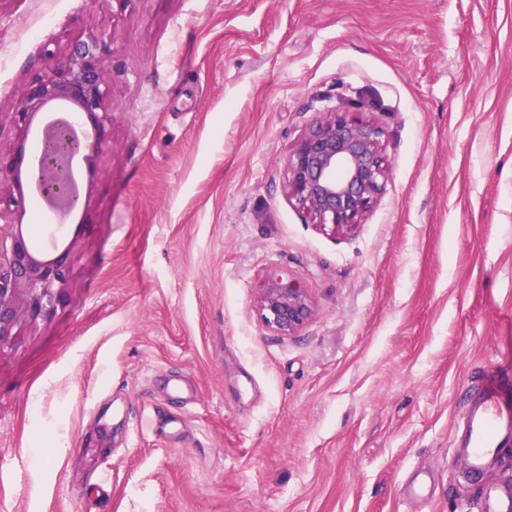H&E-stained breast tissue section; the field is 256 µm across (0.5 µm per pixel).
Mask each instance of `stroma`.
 Returning <instances> with one entry per match:
<instances>
[{"label":"stroma","instance_id":"35a3bbf8","mask_svg":"<svg viewBox=\"0 0 512 512\" xmlns=\"http://www.w3.org/2000/svg\"><path fill=\"white\" fill-rule=\"evenodd\" d=\"M112 122L54 315L0 350V512H483L459 440L512 389V0H0V113L85 32ZM391 172L345 236L289 201L318 112ZM307 288L294 335L254 306ZM425 492H407L416 469ZM255 305L266 325L281 335L296 333L313 314L308 291L277 271L267 276Z\"/></svg>","mask_w":512,"mask_h":512}]
</instances>
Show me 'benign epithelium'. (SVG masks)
Segmentation results:
<instances>
[{
	"label": "benign epithelium",
	"instance_id": "obj_1",
	"mask_svg": "<svg viewBox=\"0 0 512 512\" xmlns=\"http://www.w3.org/2000/svg\"><path fill=\"white\" fill-rule=\"evenodd\" d=\"M106 46L104 32H86L63 63L29 83L11 113V123L24 134L50 108H71L69 122L44 141L40 156H30L22 140L0 153V184L10 203L0 210V349L18 340L20 327L50 318L65 298L71 249L45 256L31 247L23 231L27 183L45 197L63 196L74 157L93 168L112 119ZM383 136L380 126L349 112L318 113L287 156L288 199L319 230L351 233L377 203L390 171ZM255 305L266 325L282 335L299 331L313 314L308 291L277 271L267 276Z\"/></svg>",
	"mask_w": 512,
	"mask_h": 512
}]
</instances>
